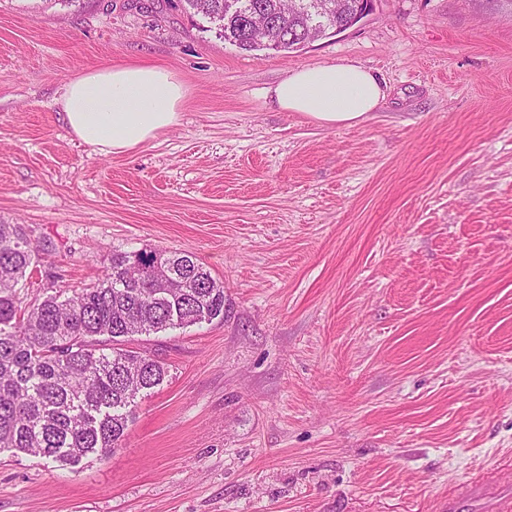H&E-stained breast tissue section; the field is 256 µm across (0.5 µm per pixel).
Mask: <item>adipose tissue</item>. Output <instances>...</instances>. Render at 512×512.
I'll return each instance as SVG.
<instances>
[{
    "instance_id": "1",
    "label": "adipose tissue",
    "mask_w": 512,
    "mask_h": 512,
    "mask_svg": "<svg viewBox=\"0 0 512 512\" xmlns=\"http://www.w3.org/2000/svg\"><path fill=\"white\" fill-rule=\"evenodd\" d=\"M274 105L325 127L353 126L375 111L386 92L371 70L355 63L296 68L270 91ZM185 97L182 83L153 65L103 66L66 86L64 120L84 143L121 154L173 126Z\"/></svg>"
}]
</instances>
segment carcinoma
Wrapping results in <instances>:
<instances>
[{
    "label": "carcinoma",
    "mask_w": 512,
    "mask_h": 512,
    "mask_svg": "<svg viewBox=\"0 0 512 512\" xmlns=\"http://www.w3.org/2000/svg\"><path fill=\"white\" fill-rule=\"evenodd\" d=\"M182 2L245 51H298L312 24L305 12H283L280 0H239L244 11L262 14L280 32L273 44L261 45L249 38L246 19L224 10L225 0ZM328 2L325 38L364 0ZM161 255L114 252L97 282L71 296L36 298L21 316L17 286L38 254L24 225L0 224V449L66 466L121 445L137 396L168 377L157 356L125 348L128 325L140 323V335L149 336L224 317L223 282L191 253L169 252L182 262L181 280L171 295L156 299L148 266Z\"/></svg>",
    "instance_id": "carcinoma-1"
}]
</instances>
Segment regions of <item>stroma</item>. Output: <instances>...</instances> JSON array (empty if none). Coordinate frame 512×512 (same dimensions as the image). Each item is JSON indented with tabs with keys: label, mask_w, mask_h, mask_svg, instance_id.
Returning a JSON list of instances; mask_svg holds the SVG:
<instances>
[{
	"label": "stroma",
	"mask_w": 512,
	"mask_h": 512,
	"mask_svg": "<svg viewBox=\"0 0 512 512\" xmlns=\"http://www.w3.org/2000/svg\"><path fill=\"white\" fill-rule=\"evenodd\" d=\"M338 62L386 83L366 120L272 106L288 71ZM127 63L187 93L108 154L60 97ZM0 222L49 246L26 302L115 251H188L224 284L223 317L129 341L169 375L121 447L0 450V512H438L480 472L512 485V14L490 0H373L278 53L178 0H0Z\"/></svg>",
	"instance_id": "obj_1"
}]
</instances>
